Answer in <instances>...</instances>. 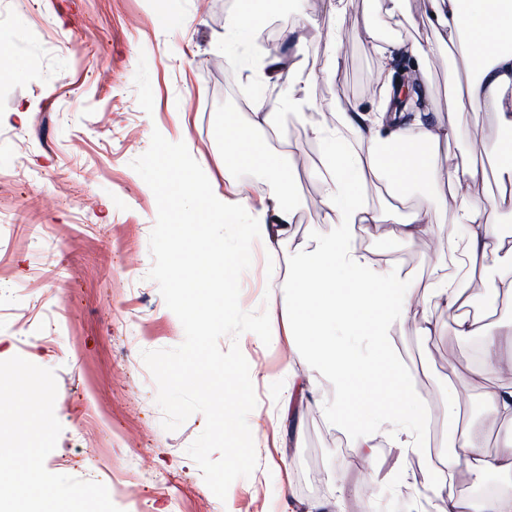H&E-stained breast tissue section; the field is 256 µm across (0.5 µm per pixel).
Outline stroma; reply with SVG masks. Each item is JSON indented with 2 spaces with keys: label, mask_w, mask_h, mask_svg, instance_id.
<instances>
[{
  "label": "stroma",
  "mask_w": 512,
  "mask_h": 512,
  "mask_svg": "<svg viewBox=\"0 0 512 512\" xmlns=\"http://www.w3.org/2000/svg\"><path fill=\"white\" fill-rule=\"evenodd\" d=\"M161 4L0 0V286L7 290L0 298V361L19 355L55 372L62 432L46 469L110 486L121 512H291L303 502L343 512H441L444 495L433 488L426 459L400 456L386 442L371 462L357 459L320 403L333 384H307L310 358L300 337L287 333L288 291L271 287L270 272L296 258L311 234L336 231L320 206L322 185L306 171L317 165L322 145L289 112L279 117L287 142L274 132L269 142L287 159L295 221L275 252L253 245L252 265L240 278L241 308L276 318L271 342L251 332L219 341L224 350L238 344L249 363L257 406L248 423L258 464L218 499L186 453L204 415L163 429L157 385L141 353L180 345L184 330L147 278L157 204L131 163L157 130L185 142L213 192L258 200L271 190L267 175L225 166L224 124L247 127L252 104L278 100L286 89L242 82L251 46L224 43V15L238 11L240 0H179L180 29L158 22ZM337 7V0H319L305 21L297 0L286 9L276 4L268 26L289 62L320 67L337 56L334 74L311 82L313 101L367 111L381 87L374 79L380 59L364 27H382L383 18L366 0H352L343 14ZM401 8L411 20L405 34L423 53L426 109L447 119L448 73L465 72L466 63L457 52H436L424 0H403ZM458 120L449 162L470 155L486 169L489 192H497L493 113L464 112ZM429 193L422 185L403 203L375 198L383 221L358 227L356 239L421 281L438 263L465 276L462 260L448 254L457 227L440 208L432 210V236L420 245L400 234L411 204ZM428 309L433 334L408 322L394 336L412 386L442 406L448 367L456 365L469 380L460 416L481 420L487 400L474 341L458 334L446 310L433 303ZM314 466L326 472L323 487L308 480ZM115 473L122 477L117 491Z\"/></svg>",
  "instance_id": "35a3bbf8"
}]
</instances>
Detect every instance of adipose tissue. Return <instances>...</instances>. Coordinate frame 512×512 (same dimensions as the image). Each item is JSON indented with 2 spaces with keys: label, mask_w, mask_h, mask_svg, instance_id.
I'll use <instances>...</instances> for the list:
<instances>
[{
  "label": "adipose tissue",
  "mask_w": 512,
  "mask_h": 512,
  "mask_svg": "<svg viewBox=\"0 0 512 512\" xmlns=\"http://www.w3.org/2000/svg\"><path fill=\"white\" fill-rule=\"evenodd\" d=\"M425 10L467 66L466 75H448L449 113L481 109L495 115L493 155L502 180L498 193L487 192L483 167L468 160L451 167L442 164L444 148L458 136L457 123L405 116L388 67L376 74L384 95L375 113L339 105L331 123L313 118L308 86L316 74H332L334 63L319 71L303 61L287 66L281 62V45L267 43L256 45L253 67L285 81L288 97L258 105L248 128L225 125L224 161L264 171L273 184L271 195L255 203L245 197L230 199L208 192L199 169L184 156L167 154L159 164L162 185L174 187L168 201L175 209L189 203L228 223L239 211H248L242 237L271 246L287 236L295 213L287 203L293 185L282 176V162L271 151L267 133L279 113L292 112L322 144L321 206L336 232L311 237L303 254L288 266L283 285L289 290V333L301 338L313 371L333 382L334 393L324 400V409L331 422L348 431L362 460L383 439L402 455L424 453L429 406L410 386L411 374L396 355L393 331L410 320L422 333H432L428 299L447 310L460 335L480 341L483 372L512 367V323L498 331L470 315L471 295L464 282L438 267L424 290H417L410 272L391 268L352 240L357 227L380 221L371 203L374 193L383 190L400 200L409 187L430 183L440 190L439 200L453 223L463 228L449 241V252L462 255L473 275L497 266L490 286L496 300L512 306V234L502 232L497 223L499 215L512 214V0H425ZM486 395L484 421L468 420L456 427L453 446L460 448V455L444 448L437 452L432 481L445 494L442 512H512V386H487ZM490 422L507 427L503 447L494 454L484 450ZM461 464L476 483L493 479L495 491L457 494L453 480Z\"/></svg>",
  "instance_id": "1"
}]
</instances>
